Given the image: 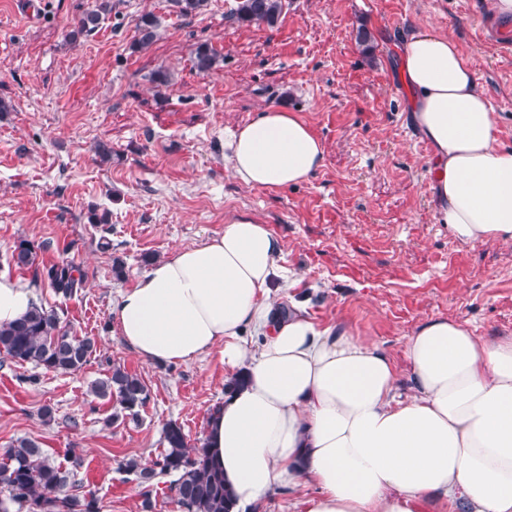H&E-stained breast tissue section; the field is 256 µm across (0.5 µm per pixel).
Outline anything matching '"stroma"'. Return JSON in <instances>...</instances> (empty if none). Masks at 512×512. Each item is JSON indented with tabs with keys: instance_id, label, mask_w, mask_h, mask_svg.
I'll return each instance as SVG.
<instances>
[{
	"instance_id": "35a3bbf8",
	"label": "stroma",
	"mask_w": 512,
	"mask_h": 512,
	"mask_svg": "<svg viewBox=\"0 0 512 512\" xmlns=\"http://www.w3.org/2000/svg\"><path fill=\"white\" fill-rule=\"evenodd\" d=\"M94 0H45L38 21L0 0V272L36 282L38 302L80 336L98 341L79 372L21 365L0 353V453L38 440L71 467L69 492L94 494L100 512H143L126 460L150 462L175 422L202 438L229 376L219 352L188 364L154 365L121 340L112 314L139 273L173 251L249 217L281 240L291 288L320 325H341L382 347L410 394L408 338L452 318L484 339L512 336V243L463 244L431 204V148L408 119L398 36L422 26L447 34L475 70L512 146V27L488 0H284L273 26L232 19L235 0H208L180 16L170 0H112L95 33L77 22ZM162 21L148 48L136 24ZM371 35L370 48L356 39ZM224 57L219 71L192 68L198 45ZM171 75L153 82L156 71ZM276 107L296 113L320 139L322 166L298 186L253 188L233 177L224 137ZM111 145L101 161L93 147ZM109 212L110 221L95 217ZM38 263L71 260L86 286L72 298L17 268L20 242ZM150 393L139 420L112 421L113 402L93 381L112 365ZM51 407L44 422L40 411ZM79 466H72V459Z\"/></svg>"
}]
</instances>
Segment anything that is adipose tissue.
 I'll list each match as a JSON object with an SVG mask.
<instances>
[{"label": "adipose tissue", "instance_id": "obj_1", "mask_svg": "<svg viewBox=\"0 0 512 512\" xmlns=\"http://www.w3.org/2000/svg\"><path fill=\"white\" fill-rule=\"evenodd\" d=\"M409 120L432 149L433 206L464 244L512 242V148L469 62L448 35L415 28L399 46ZM244 184L307 181L323 145L296 113L265 110L232 134ZM282 243L243 217L154 262L113 308L123 342L151 364L219 350L231 375L205 436L237 512L278 487L313 485L303 512H512V336L487 340L438 318L407 345L412 395L395 396L392 359L374 342L282 310ZM33 284L0 273V325L36 305ZM261 342L247 346V334Z\"/></svg>", "mask_w": 512, "mask_h": 512}]
</instances>
